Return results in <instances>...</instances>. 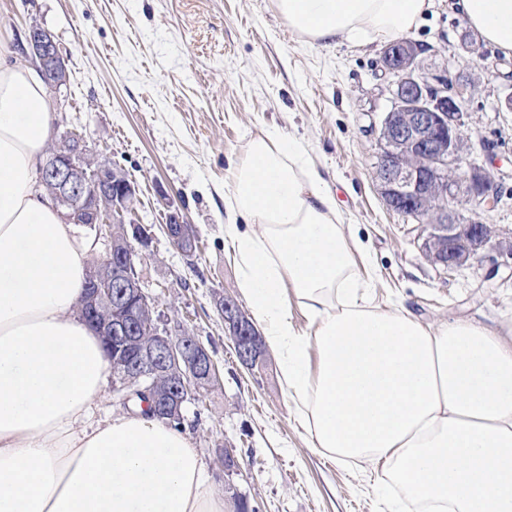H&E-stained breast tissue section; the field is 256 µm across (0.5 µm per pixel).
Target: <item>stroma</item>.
<instances>
[{
	"label": "stroma",
	"mask_w": 512,
	"mask_h": 512,
	"mask_svg": "<svg viewBox=\"0 0 512 512\" xmlns=\"http://www.w3.org/2000/svg\"><path fill=\"white\" fill-rule=\"evenodd\" d=\"M56 42L69 71L49 102L53 130L83 135L90 149L135 184L134 220L153 240L138 266L158 324L181 325L216 362L220 381L185 406L184 434L217 493L233 486L259 512H389L368 465L313 447L296 420L280 363L243 367L217 302L244 303L224 250V196L251 137L276 131L303 140L335 194L349 230L368 242L370 292L428 324L468 319L496 331L512 323V272L493 286L475 265L443 269L421 255L417 231L390 210L372 170L380 148L369 127L388 106L378 76L383 41L326 47L293 32L269 0H0V50L20 51L30 26ZM454 11L434 7L411 39L435 48L431 67L464 71L478 89L464 117L476 160L491 157L500 201L483 213L512 235V61ZM197 232L193 256L170 241V215ZM233 449L225 473L219 451Z\"/></svg>",
	"instance_id": "stroma-1"
}]
</instances>
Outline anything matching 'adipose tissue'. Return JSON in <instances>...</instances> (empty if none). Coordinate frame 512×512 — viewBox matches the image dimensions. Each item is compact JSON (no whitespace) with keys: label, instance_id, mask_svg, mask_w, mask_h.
Listing matches in <instances>:
<instances>
[{"label":"adipose tissue","instance_id":"1","mask_svg":"<svg viewBox=\"0 0 512 512\" xmlns=\"http://www.w3.org/2000/svg\"><path fill=\"white\" fill-rule=\"evenodd\" d=\"M271 4L330 46L405 37L431 0ZM455 5L512 57V0ZM51 133L40 73L0 52V512H224L179 430L140 413L82 426L110 363L76 310L92 244L34 187ZM224 207V245L314 447L373 465L378 487L403 493L396 512H512V326H427L373 305L370 251L299 139L252 137Z\"/></svg>","mask_w":512,"mask_h":512}]
</instances>
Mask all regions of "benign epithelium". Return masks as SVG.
<instances>
[{
	"mask_svg": "<svg viewBox=\"0 0 512 512\" xmlns=\"http://www.w3.org/2000/svg\"><path fill=\"white\" fill-rule=\"evenodd\" d=\"M26 39L51 87L68 83L65 61L51 35L31 26ZM430 48L410 38L387 44L381 55V79L389 106L372 124L380 145L375 180L387 207L417 223L423 256L447 269L466 264L512 268V241H494L490 225L479 220L498 199L493 177L471 157L463 120L476 92L473 80L442 68L425 71ZM42 182L65 216L104 241L105 255L90 268L79 311L102 337L119 372L123 406L131 395L148 398L142 407L184 424L187 402L219 381L210 352L181 326L159 329L156 301L142 288L137 257L149 250L153 236L141 224H126L136 188L122 170L96 158L74 136L56 140L46 150ZM172 244L186 254L194 250L196 231L172 217L166 225ZM227 335L242 366L251 369L263 358L259 333L231 297L219 301ZM152 327L150 341L137 328Z\"/></svg>",
	"mask_w": 512,
	"mask_h": 512,
	"instance_id": "obj_1",
	"label": "benign epithelium"
}]
</instances>
